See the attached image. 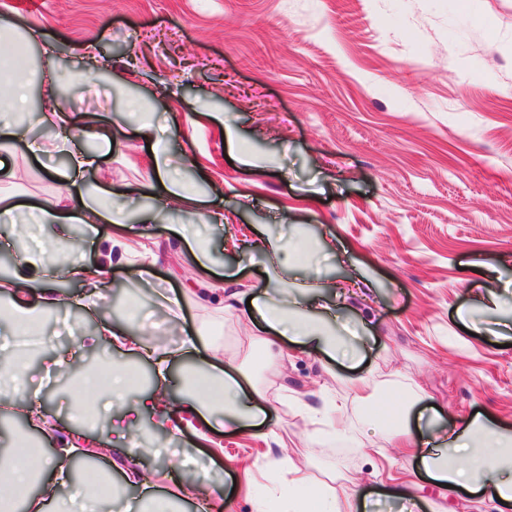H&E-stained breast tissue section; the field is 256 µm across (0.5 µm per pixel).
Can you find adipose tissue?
<instances>
[{
	"mask_svg": "<svg viewBox=\"0 0 512 512\" xmlns=\"http://www.w3.org/2000/svg\"><path fill=\"white\" fill-rule=\"evenodd\" d=\"M28 79L18 64L16 56H0V151L11 143L26 141L34 155L58 154L67 160L64 176L70 198L80 200V208L66 206L61 200L48 199L38 208L41 223L53 224L58 234H66L70 225H82L88 239L98 246V262L90 265L82 261L69 263L66 271L48 264L41 257L26 259L23 268L8 279L0 280V293L7 300L0 306V322L15 324L23 316L73 304L88 315L97 313V300L104 292L106 274L116 264H128L138 276L148 275L154 258L139 262L127 259L126 245L121 239L125 219L120 210L103 208L88 199L84 174L92 167L95 158L80 144V137H96L93 128H76L73 119L55 106L54 90H47L46 105L41 121L50 129L48 136L28 139L18 113L28 109ZM159 173L156 181L138 185L139 196L155 199L157 210L151 211L148 220L156 222L159 210L168 202L188 205L190 197L176 182L167 176L173 167V157L155 160ZM77 285L79 295L60 292V281ZM235 273L224 276V285L212 288L199 284L197 295L225 311L243 310L245 317L256 329V342L263 350H270L276 336L288 338L292 343L311 352L328 357H342L355 363L361 357V347L343 342L328 329L327 320L333 319L338 291L321 292V281L309 277L311 292L308 297L295 298L291 307L276 306L269 301L251 299L248 309H241L242 293L237 288ZM198 339L191 336L175 349L165 345L147 344L142 336L125 328L115 327L111 320L99 319L92 335L82 337L81 347L110 345L153 364L157 386L144 394L137 404L129 406L125 398L129 393L128 375L124 366H114L108 376L91 375L83 383V396L101 401L104 409L119 407V414L108 419L106 433L88 430L61 431L52 415L31 405L17 406L15 372L18 360H11L0 367V408L19 411L35 429L45 436L55 437L56 448L30 450L17 446L0 448V477H6L10 491L0 494V512H44L46 496L55 494L57 487L70 485L72 477L66 466L68 459L79 449L96 454L113 451L124 462L127 483L139 487L148 512H174L175 500H194L209 505L212 490L206 481L178 485L169 493L157 492L155 478L145 470L135 446L130 445L132 433L142 430L143 417H150L153 424L169 435H177L178 427L172 426L174 414L193 418L204 413L223 410L225 429L236 431L258 426L265 414L267 399L251 383L244 372H231L218 365H211L199 373L202 389L185 393L180 400L167 398L169 371L180 358L192 355ZM125 440V447L113 446V439ZM448 455H422L421 462L428 476L434 481L451 487H461L472 492L492 490L512 512V431L494 429L471 417L462 429H449ZM293 496L288 501L289 512H352L350 499L313 485L307 471L288 465L282 471Z\"/></svg>",
	"mask_w": 512,
	"mask_h": 512,
	"instance_id": "1",
	"label": "adipose tissue"
}]
</instances>
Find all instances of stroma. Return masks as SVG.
I'll return each instance as SVG.
<instances>
[{
	"label": "stroma",
	"instance_id": "1",
	"mask_svg": "<svg viewBox=\"0 0 512 512\" xmlns=\"http://www.w3.org/2000/svg\"><path fill=\"white\" fill-rule=\"evenodd\" d=\"M1 13L41 32L37 43L0 42L28 75L30 136L47 134L35 112L42 82L56 70L58 107L112 134L84 141L99 160L86 186L123 210L130 254L158 257L149 283L113 268L105 315L174 343L199 337L195 357L171 367L172 393L216 356L269 393L255 434L220 428L206 443L187 426L177 453L145 458L162 474V489L206 476L215 486L212 512H281L288 489L279 466L291 462L353 497L355 512H399L374 496L390 475L406 479L412 512H498L487 496L429 479L401 438L379 437L374 406L376 393L403 383L444 425L479 411L512 425V0H0ZM130 99L149 113V129L129 117ZM161 150L193 156L175 178L200 212L223 214V225L202 229L208 268L175 232L186 219L177 203L147 226L150 200L121 195L125 184L155 180L152 154ZM246 154L254 167L243 165ZM6 161L14 175L0 179V193L26 204L59 195L64 157H33L19 142ZM20 234L25 243L13 248ZM263 237L314 250L274 268L253 247ZM329 238L335 251L321 247ZM0 239L8 243L0 265L12 271L38 244L59 246L50 225L31 221L0 222ZM229 269L247 295L274 300L312 270L326 284L370 279L367 297L339 310V335L365 341L359 364L283 338L277 346L288 359L259 360L242 314L188 292L202 279L223 287ZM158 281L184 293L179 320L157 305ZM489 289L499 298L493 311L483 304ZM92 323L68 305L44 314L48 344L25 361L32 386L23 395L40 396L67 426L101 431L102 407L88 417L74 407L84 372L127 366L138 395L154 390L155 378L148 363L112 347H80ZM55 354L69 364L54 384H42V363ZM356 376L375 395L353 401L345 434L303 411L351 395Z\"/></svg>",
	"mask_w": 512,
	"mask_h": 512
}]
</instances>
